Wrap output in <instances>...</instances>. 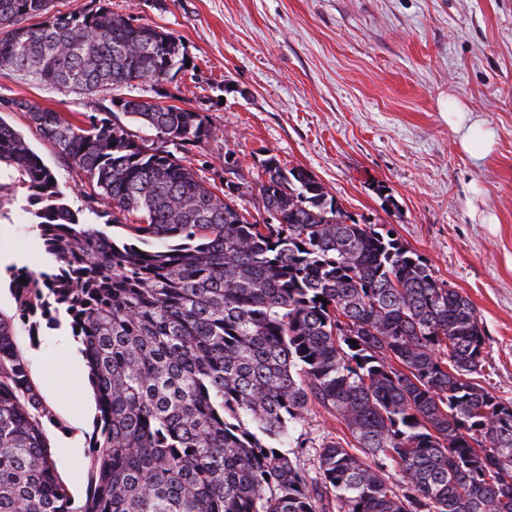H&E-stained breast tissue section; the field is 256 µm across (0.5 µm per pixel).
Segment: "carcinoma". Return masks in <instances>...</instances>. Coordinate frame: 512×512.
<instances>
[{"label": "carcinoma", "instance_id": "cac0c4a2", "mask_svg": "<svg viewBox=\"0 0 512 512\" xmlns=\"http://www.w3.org/2000/svg\"><path fill=\"white\" fill-rule=\"evenodd\" d=\"M52 3L0 0L1 68L110 94L186 67L159 27ZM17 107L127 236L81 222L0 118V165L19 174L50 257L13 273L14 312L0 310V512H329V496L336 512H512V402L474 381L477 310L385 225L351 220L272 155L252 214L236 170L228 194L122 123L175 150L213 135L201 113L155 97L112 98L77 122ZM37 314L68 324L95 395L100 435L78 510L47 444L58 422L16 342L18 320L38 334ZM312 405L349 433L316 450L314 480L286 451Z\"/></svg>", "mask_w": 512, "mask_h": 512}]
</instances>
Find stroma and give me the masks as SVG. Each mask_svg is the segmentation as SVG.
I'll return each mask as SVG.
<instances>
[{
    "label": "stroma",
    "mask_w": 512,
    "mask_h": 512,
    "mask_svg": "<svg viewBox=\"0 0 512 512\" xmlns=\"http://www.w3.org/2000/svg\"><path fill=\"white\" fill-rule=\"evenodd\" d=\"M101 6L181 42L190 65L162 88L216 131L185 164L220 187L225 163L236 162L250 209L261 161L273 155L311 172L356 222L392 230L471 299L486 338L479 381L512 401V0H56L67 14ZM450 97L490 135L483 159L462 150L443 117ZM21 101L71 117L99 113L101 95L0 70V117L67 187L81 220L104 228L111 205L76 186ZM45 262L29 214L14 204L0 219V310L14 308L10 268ZM17 344L58 420L47 430L55 467L82 505L95 400L86 374L56 369L77 341L65 324L35 336L21 324ZM346 433L310 406L290 456L315 476L319 445Z\"/></svg>",
    "instance_id": "obj_1"
}]
</instances>
